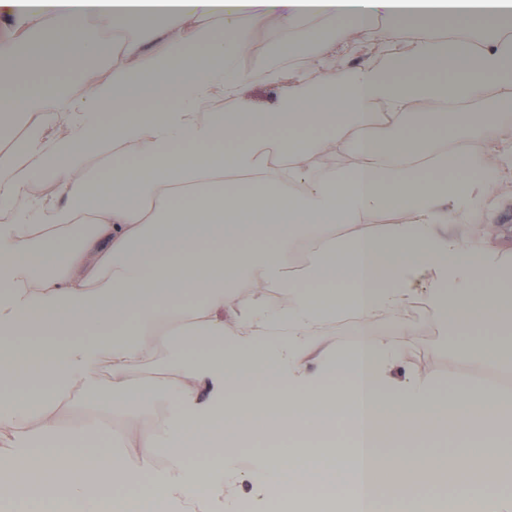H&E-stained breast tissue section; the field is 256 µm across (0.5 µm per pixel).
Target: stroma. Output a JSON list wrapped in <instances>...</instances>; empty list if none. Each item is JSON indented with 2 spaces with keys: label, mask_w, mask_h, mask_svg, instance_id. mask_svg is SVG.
Here are the masks:
<instances>
[{
  "label": "stroma",
  "mask_w": 512,
  "mask_h": 512,
  "mask_svg": "<svg viewBox=\"0 0 512 512\" xmlns=\"http://www.w3.org/2000/svg\"><path fill=\"white\" fill-rule=\"evenodd\" d=\"M394 24L385 19L373 23L371 39L360 47L349 42L334 40L332 47L306 70L310 79L318 80L333 71L360 66L375 61L387 44ZM298 72L285 68L276 84L253 81L242 82L239 96L251 108L259 110L272 106L296 80ZM430 141L451 149L483 152L498 158L504 151L505 140L512 139V130L490 135L485 133L461 134L449 127L446 119H436L429 134ZM444 233L460 237L471 250L496 253L503 264L512 265V165L501 162L495 185L488 194L470 209L465 223L444 226ZM396 323L382 314L368 320L341 318L324 331L323 343L347 348L361 335L394 337L402 345L403 356L392 368L394 380L404 382L413 377L429 381L436 391L444 393L459 383H475L486 387H512V377L475 364L466 353L462 341L449 342L443 322L432 312L424 311L411 318L407 336L395 333ZM265 451L261 448H237L226 451L225 456L235 466L237 482L230 499L225 500L223 512H265L266 500L254 481L256 465Z\"/></svg>",
  "instance_id": "obj_1"
}]
</instances>
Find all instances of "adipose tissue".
<instances>
[{
	"label": "adipose tissue",
	"mask_w": 512,
	"mask_h": 512,
	"mask_svg": "<svg viewBox=\"0 0 512 512\" xmlns=\"http://www.w3.org/2000/svg\"><path fill=\"white\" fill-rule=\"evenodd\" d=\"M268 18L308 52L243 71ZM380 18L409 25L380 62L299 76L262 111L239 102L240 81L277 82L321 57L330 29L364 39ZM491 93L512 111V0H0V113L16 119L0 125V209L27 210L0 224V512H213L231 489L214 479L224 457L190 483L154 477L156 460L177 470L203 448L273 442L256 474L266 512H446L457 483L477 512H512L511 390L392 381L401 348L376 336L324 347L319 379L304 362L337 318L404 313L427 266L451 340L512 374V279L438 231L462 223L497 168L478 153L410 162L436 114L498 131L494 114L459 111ZM220 98L234 110L217 111ZM410 108L413 127L398 119ZM336 150L352 164L306 175ZM97 156L111 166L91 168ZM396 203L406 223L370 224ZM336 224L353 230L333 236ZM319 234L293 271L298 242ZM154 355L162 374L140 389L130 373ZM103 365L113 393L168 403L165 438L124 420L133 465L111 430L91 448L58 438ZM419 441L454 450L416 464L389 452Z\"/></svg>",
	"instance_id": "obj_1"
}]
</instances>
